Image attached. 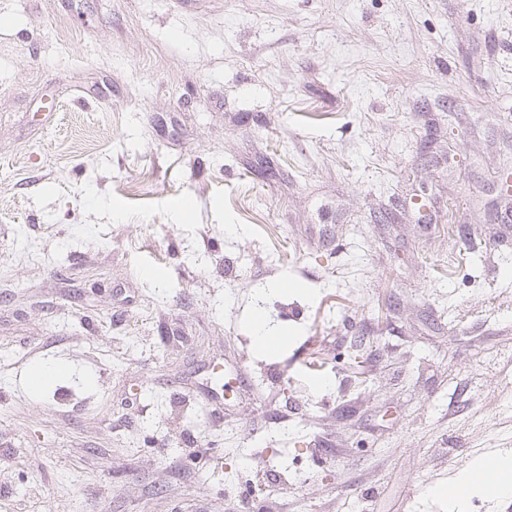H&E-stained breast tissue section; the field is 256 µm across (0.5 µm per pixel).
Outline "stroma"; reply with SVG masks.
<instances>
[{
  "label": "stroma",
  "instance_id": "35a3bbf8",
  "mask_svg": "<svg viewBox=\"0 0 512 512\" xmlns=\"http://www.w3.org/2000/svg\"><path fill=\"white\" fill-rule=\"evenodd\" d=\"M503 451L512 0H0V512H512L423 492Z\"/></svg>",
  "mask_w": 512,
  "mask_h": 512
}]
</instances>
